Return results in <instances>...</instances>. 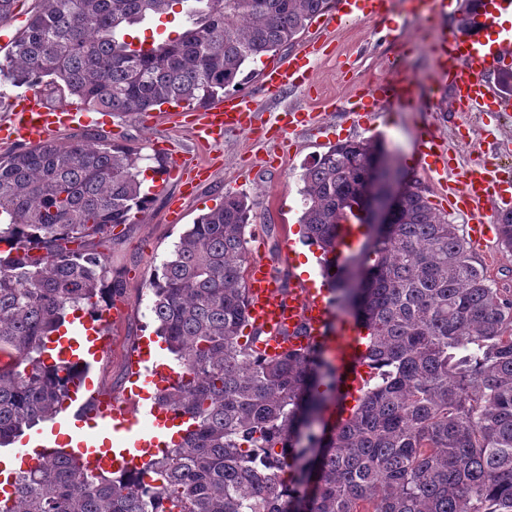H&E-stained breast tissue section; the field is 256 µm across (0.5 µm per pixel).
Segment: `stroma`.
Returning <instances> with one entry per match:
<instances>
[{
    "instance_id": "1",
    "label": "stroma",
    "mask_w": 512,
    "mask_h": 512,
    "mask_svg": "<svg viewBox=\"0 0 512 512\" xmlns=\"http://www.w3.org/2000/svg\"><path fill=\"white\" fill-rule=\"evenodd\" d=\"M428 35L413 15L410 0H395L390 19L357 21L330 34V56L320 58L307 89L289 90L276 98L261 95L258 79L245 84L257 95L262 113L301 108L319 113L320 122L303 130L291 150L266 164L269 145L245 133L225 136L222 145L199 147L180 123L144 122L141 116H113L103 133L112 142L139 149L145 162L149 202L135 214L133 223L116 227L101 250L108 257V278L119 281L122 295L113 297L112 340L89 373L94 384L123 398L134 367L133 358L142 341L153 339L156 325L150 312L148 284L180 235L204 213L219 204L225 191L245 193L256 220L248 238L250 256L273 266L285 284L297 279L321 280L316 247L300 240L298 219L302 211L303 164L346 140L379 136L392 154L394 165L407 178L419 180L432 202H439L436 184L417 165L418 135L432 125L441 144L461 162L490 160L512 168V115L496 119L483 112L453 111L450 95H443L438 109L416 112L393 104L369 124L353 122L350 109L365 95L372 81L389 77L392 62L403 64L420 87L433 77V59L423 50ZM175 144L180 156L211 166V178L195 195L182 197L179 183L159 180L157 172L166 156L161 145ZM179 200L180 214L172 216L171 200Z\"/></svg>"
}]
</instances>
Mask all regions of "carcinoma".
<instances>
[{"label":"carcinoma","instance_id":"cac0c4a2","mask_svg":"<svg viewBox=\"0 0 512 512\" xmlns=\"http://www.w3.org/2000/svg\"><path fill=\"white\" fill-rule=\"evenodd\" d=\"M186 25L149 51L150 17ZM482 0H463L470 33ZM330 0H38L0 78L55 88L91 112L133 116L204 106L244 84L247 63L296 42ZM380 140L338 143L303 166V240L323 255L333 301L366 336L368 381L334 405L335 367L320 349L265 359L247 326V196L186 230L149 282L157 335L178 382L160 402L189 425L143 469L87 476L57 454L17 473L0 512H512V295L475 264L459 225L410 182L392 223L359 225L332 271L339 224L358 219ZM142 157L100 133L0 155V446L61 414L77 363L47 362L45 341L74 311L94 315L105 286L96 238L146 203ZM512 252V210L497 217Z\"/></svg>","mask_w":512,"mask_h":512}]
</instances>
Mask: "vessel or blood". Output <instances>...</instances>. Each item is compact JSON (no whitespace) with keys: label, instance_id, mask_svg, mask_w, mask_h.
I'll return each mask as SVG.
<instances>
[{"label":"vessel or blood","instance_id":"1","mask_svg":"<svg viewBox=\"0 0 512 512\" xmlns=\"http://www.w3.org/2000/svg\"><path fill=\"white\" fill-rule=\"evenodd\" d=\"M393 0H335L322 20L325 28H339L351 22L378 20L389 15ZM448 7L447 0H414V13L421 25L434 34L430 51L435 77L428 88L431 103H439L443 90H450L452 106L460 112H481L492 108L498 114L512 110V95L491 83L489 76L512 64V27L503 19L512 16V0H484L477 17L478 25L468 34H455L442 28L437 18ZM325 53L320 39H309L303 47L280 62L269 63L260 78L261 90L276 96L302 88L319 58ZM418 84L409 77L381 79L374 82L366 101L354 111L356 119L365 113L379 111L394 103L414 101ZM9 121L0 124V143L47 141L62 129L82 130L92 125L88 112L77 108H51L42 96L32 91L13 98ZM262 119L253 95L231 94L194 113L190 133L195 142L212 145L223 142L225 133L255 129ZM316 115L294 110L275 117L273 125L278 137L300 132L315 125ZM422 167L436 181L451 211L467 218V234L473 243L490 239L494 224L491 203H512V181L498 178L492 164L454 167L433 135L420 137ZM246 312L252 327L265 338L256 342L257 351L276 357L290 349L316 345L324 349L338 369V389L353 393L366 376L363 364L366 346L353 322L331 306L324 291L298 283L283 289L277 277L263 260L248 264L246 277ZM109 320L98 324L83 318H71L68 326L52 336L48 347L57 359L70 362L99 360L97 343ZM176 373L164 365H147L137 374L132 403L117 401L105 391H97L96 413L101 420L98 434H86L83 428L85 393L82 385L71 388V411L57 421L69 430L64 455L80 460L88 472L111 470L115 464L136 469L142 467L160 448L162 439L178 420L165 408L149 403V390L159 381L174 382Z\"/></svg>","mask_w":512,"mask_h":512}]
</instances>
